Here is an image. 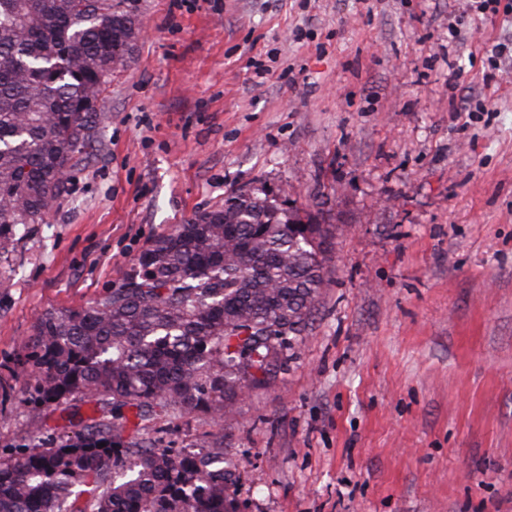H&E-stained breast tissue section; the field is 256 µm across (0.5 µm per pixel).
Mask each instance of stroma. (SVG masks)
Masks as SVG:
<instances>
[{"label": "stroma", "mask_w": 512, "mask_h": 512, "mask_svg": "<svg viewBox=\"0 0 512 512\" xmlns=\"http://www.w3.org/2000/svg\"><path fill=\"white\" fill-rule=\"evenodd\" d=\"M136 3L99 145L0 260V449L64 435L22 401L37 318L262 185L336 230L308 329L234 420L146 439L222 436L243 512H512V0Z\"/></svg>", "instance_id": "35a3bbf8"}]
</instances>
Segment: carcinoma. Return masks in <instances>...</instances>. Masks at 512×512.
<instances>
[{
    "label": "carcinoma",
    "instance_id": "obj_1",
    "mask_svg": "<svg viewBox=\"0 0 512 512\" xmlns=\"http://www.w3.org/2000/svg\"><path fill=\"white\" fill-rule=\"evenodd\" d=\"M133 0H0V255L44 224L98 141L96 105L136 47ZM334 234L242 186L154 238L118 288L42 314L24 402L74 436L0 452V512H239L223 441L147 444L161 416L230 419L307 326Z\"/></svg>",
    "mask_w": 512,
    "mask_h": 512
}]
</instances>
